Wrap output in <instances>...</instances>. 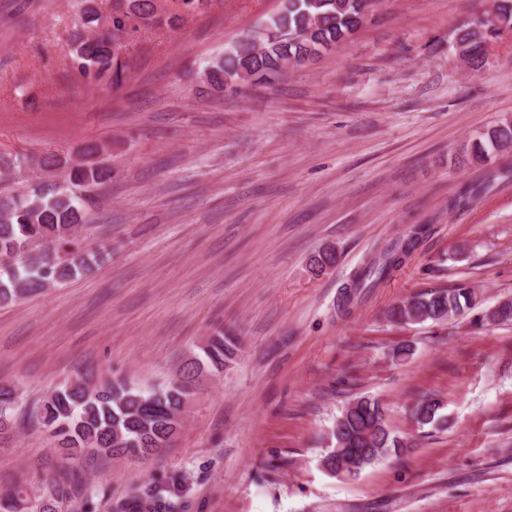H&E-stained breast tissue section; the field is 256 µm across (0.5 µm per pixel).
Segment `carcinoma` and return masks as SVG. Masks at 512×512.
<instances>
[{
	"label": "carcinoma",
	"mask_w": 512,
	"mask_h": 512,
	"mask_svg": "<svg viewBox=\"0 0 512 512\" xmlns=\"http://www.w3.org/2000/svg\"><path fill=\"white\" fill-rule=\"evenodd\" d=\"M374 0H283L282 7L224 50L204 72V82L215 90L224 81L253 79L266 83L282 72L288 62L297 66L321 55L348 39L359 28L362 7ZM145 25L166 23L174 26L181 16L157 14L153 0H114L109 17L100 14L92 3L83 10L86 30L74 35L72 60L83 77L107 78L118 83L126 63L113 48L116 37L128 31L132 21ZM478 16L459 28L456 38L462 45L464 63L472 70L480 67L489 41L500 35ZM512 150V120L487 130L471 147L475 161L488 163L497 154ZM28 164L27 157H0V178ZM41 166L67 168L64 185L45 192L37 184L25 193L0 195V304H9L33 292L66 282L91 271L108 254L107 246L85 248L82 227L90 223L86 204L93 192L112 180V167L100 160L93 164L68 166L58 157L43 160ZM427 224H410L403 233L383 246L364 266L355 271L344 286L343 298L351 300L367 288H377L404 263L405 258L429 232ZM36 243L70 246L69 256L61 259L48 253L31 255ZM482 304L472 288H431L412 295L387 312L395 323L442 324L448 319ZM492 322L512 325V298L502 299L488 309ZM237 356V339L220 331L209 337L200 352L187 356L172 378L150 390H141L124 381L98 384L78 377L65 387L43 396L30 418L48 430L57 441L64 460L96 457L147 459L158 449L168 447L182 427V414L189 397L202 380L224 372L226 363ZM438 396L423 393L410 408V417L419 427H438L446 422ZM16 398L11 388L0 387V434L13 428ZM386 408L376 398L360 396L349 401L336 416L331 436L335 447L321 464L336 473L339 458L357 461L354 473L389 454L401 456L405 444L386 424ZM81 491L60 472L46 484L43 496L32 503L30 512H57L65 502L77 501ZM28 503L20 487L3 495L0 512H17Z\"/></svg>",
	"instance_id": "obj_1"
}]
</instances>
